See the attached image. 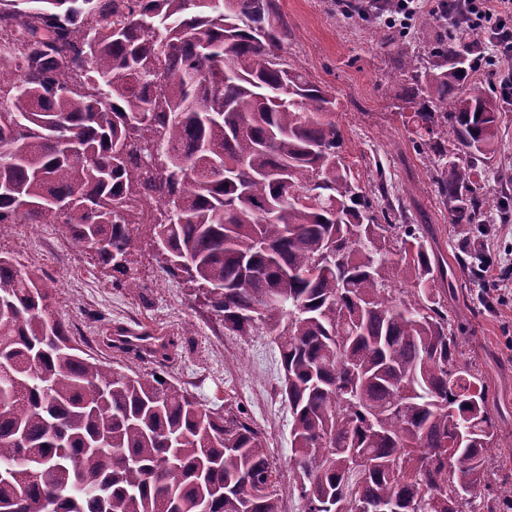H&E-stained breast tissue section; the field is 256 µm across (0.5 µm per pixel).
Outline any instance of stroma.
I'll list each match as a JSON object with an SVG mask.
<instances>
[{
	"label": "stroma",
	"instance_id": "1",
	"mask_svg": "<svg viewBox=\"0 0 512 512\" xmlns=\"http://www.w3.org/2000/svg\"><path fill=\"white\" fill-rule=\"evenodd\" d=\"M288 22L284 54L311 81L336 91V120L344 153L363 188L370 191L385 172L389 197L372 194L375 211L403 215L406 223L432 225L456 261L467 233L450 224L437 193L431 155L413 143L415 102L403 96L401 62L385 40L395 31L384 17L364 18L340 11L336 0H278ZM487 187L499 189L512 178V106L500 114L496 152L482 170ZM482 249L490 259L486 277L467 281L462 301L448 305L452 324L465 343V358L487 377L489 400L512 409V302L490 296L488 280L512 264V223L486 225ZM0 252L25 268L54 280L53 311L91 356L123 372L160 371L185 386L209 409L225 401L242 406L266 434L273 460L288 468L292 448L288 405L279 393L277 346L265 332L249 340L225 333L215 314L194 302L181 277L172 276L151 256L137 266L138 287L112 283L91 253L71 251L58 226L12 224L0 230ZM149 326L174 342L163 365L137 354L110 349L108 328Z\"/></svg>",
	"mask_w": 512,
	"mask_h": 512
}]
</instances>
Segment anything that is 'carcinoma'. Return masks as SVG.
<instances>
[{
  "mask_svg": "<svg viewBox=\"0 0 512 512\" xmlns=\"http://www.w3.org/2000/svg\"><path fill=\"white\" fill-rule=\"evenodd\" d=\"M278 0H0V227L58 224L118 285L137 242L188 275L224 329L272 336L291 414L288 482L317 512H500L512 474L485 377L448 321L457 267L428 224L378 218L343 155L336 93L283 56ZM472 30L402 60L424 99L452 224L508 218L477 181L497 100L467 88ZM453 149H448L446 143ZM54 282L0 254V512H281L243 408L87 354Z\"/></svg>",
  "mask_w": 512,
  "mask_h": 512,
  "instance_id": "carcinoma-1",
  "label": "carcinoma"
}]
</instances>
